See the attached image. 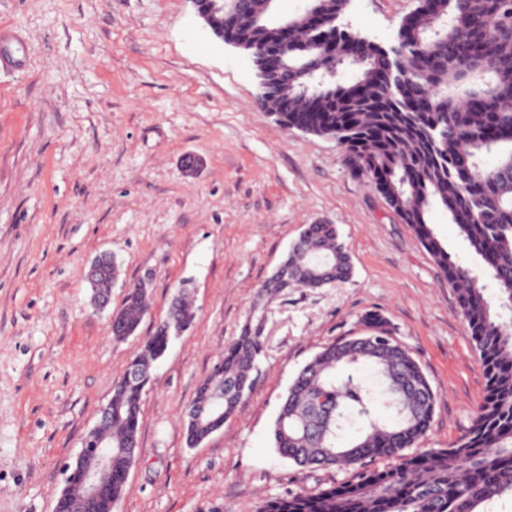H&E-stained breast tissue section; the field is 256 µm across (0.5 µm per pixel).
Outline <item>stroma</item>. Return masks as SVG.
Segmentation results:
<instances>
[{
	"label": "stroma",
	"instance_id": "obj_1",
	"mask_svg": "<svg viewBox=\"0 0 512 512\" xmlns=\"http://www.w3.org/2000/svg\"><path fill=\"white\" fill-rule=\"evenodd\" d=\"M416 0H349L339 23L393 43ZM15 60L0 69V512H53L115 382L182 282L195 320L150 368L139 453L115 512H257L352 479L304 470L272 442L281 401L325 345L389 324L437 394L419 450L469 429L485 376L456 291L335 140L284 128L256 104L249 59L188 0H0ZM336 225L344 283L292 288L259 317L252 389L224 426L187 441L186 408L305 225ZM116 258L94 312L88 260ZM146 282L136 335L110 316Z\"/></svg>",
	"mask_w": 512,
	"mask_h": 512
}]
</instances>
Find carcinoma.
I'll return each instance as SVG.
<instances>
[{
	"mask_svg": "<svg viewBox=\"0 0 512 512\" xmlns=\"http://www.w3.org/2000/svg\"><path fill=\"white\" fill-rule=\"evenodd\" d=\"M211 18L244 51L274 56L288 75L256 100L287 129L326 136L344 149L350 171L379 193L414 230L448 283L486 378L469 431L448 448L407 449L429 430L436 393L409 349L379 315L374 332L326 345L300 371L282 400L272 436L278 454L299 467H355L374 457L393 465L361 469L354 480L264 502L257 512H494L512 499V0H418L395 42L384 47L340 31L334 20L347 0H310L323 28L303 11L288 31L266 21L267 0H238ZM496 163L484 165L483 155ZM440 205L477 257L451 259L427 222ZM298 287L325 285L323 272L351 276L334 224H312L298 251L277 266ZM148 312L145 286L129 287L112 313V336L133 335ZM195 319L181 285L163 328L145 341L113 388L112 485L100 497L63 495L56 512H112L131 456L151 363L171 336ZM262 352L247 328L202 381L188 416L190 446L221 428L251 388ZM372 367L376 381L364 376Z\"/></svg>",
	"mask_w": 512,
	"mask_h": 512,
	"instance_id": "1",
	"label": "carcinoma"
}]
</instances>
